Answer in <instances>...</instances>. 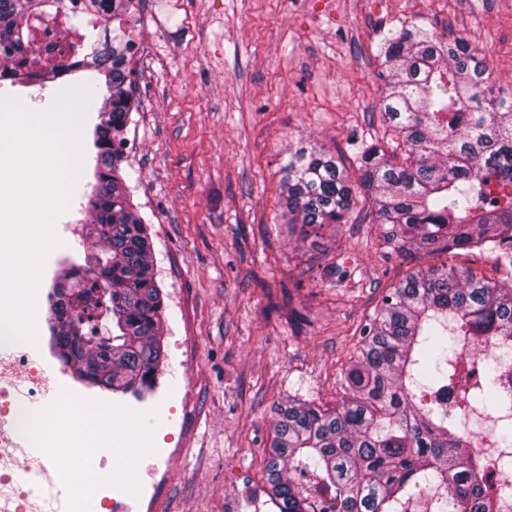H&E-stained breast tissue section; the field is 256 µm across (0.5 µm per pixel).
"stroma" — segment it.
I'll return each mask as SVG.
<instances>
[{
	"instance_id": "obj_1",
	"label": "stroma",
	"mask_w": 512,
	"mask_h": 512,
	"mask_svg": "<svg viewBox=\"0 0 512 512\" xmlns=\"http://www.w3.org/2000/svg\"><path fill=\"white\" fill-rule=\"evenodd\" d=\"M412 18L483 47L512 94V0H134L123 176L151 238L165 362L152 393L112 400L118 422L177 451L154 512H277L261 478L277 403L335 405L362 321L410 272L364 204L301 242L277 201L296 148L349 159L381 134L379 43ZM65 90L1 82L0 114L10 100L52 111ZM99 107L76 122L57 227L91 190ZM170 387L186 392L175 414L151 412Z\"/></svg>"
}]
</instances>
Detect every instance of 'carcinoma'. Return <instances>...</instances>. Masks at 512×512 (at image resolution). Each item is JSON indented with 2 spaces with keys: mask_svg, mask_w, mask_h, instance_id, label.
I'll return each mask as SVG.
<instances>
[{
  "mask_svg": "<svg viewBox=\"0 0 512 512\" xmlns=\"http://www.w3.org/2000/svg\"><path fill=\"white\" fill-rule=\"evenodd\" d=\"M62 0H0V80L43 79L27 68L28 20ZM133 0H69L73 17L118 20ZM391 77L380 115L404 151L379 143L354 168L300 148L285 166L281 200L305 236L344 224L358 199L371 203L382 248L404 259L472 248L512 255V97L495 94L486 57L462 38L444 39L418 19L383 36ZM133 44L122 29L91 60L106 96L92 131L96 180L87 206L102 249L71 263L92 274L63 288L71 311L52 307L61 356L95 385L141 394L162 368L163 300L149 233L120 176L123 132L133 110ZM336 406L300 395L275 407L263 458L266 494L278 512H512V287L461 264L421 267L391 288L359 330L338 376ZM484 416L480 441L466 421Z\"/></svg>",
  "mask_w": 512,
  "mask_h": 512,
  "instance_id": "cac0c4a2",
  "label": "carcinoma"
}]
</instances>
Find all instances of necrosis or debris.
<instances>
[{"instance_id":"4bbe7bcc","label":"necrosis or debris","mask_w":512,"mask_h":512,"mask_svg":"<svg viewBox=\"0 0 512 512\" xmlns=\"http://www.w3.org/2000/svg\"><path fill=\"white\" fill-rule=\"evenodd\" d=\"M33 29L34 58L42 69L56 67L64 56L81 63L87 60L88 50L67 21L37 22ZM59 390L68 393L76 409L91 397H106L105 392H91L72 378L69 364L60 361L51 337H39L33 345L0 336V512H45L43 501L33 496L29 487L55 484L59 465L56 456L31 448L39 422L31 406ZM155 493L152 484L121 486L89 460L79 466L77 488L64 502L62 512H128Z\"/></svg>"}]
</instances>
